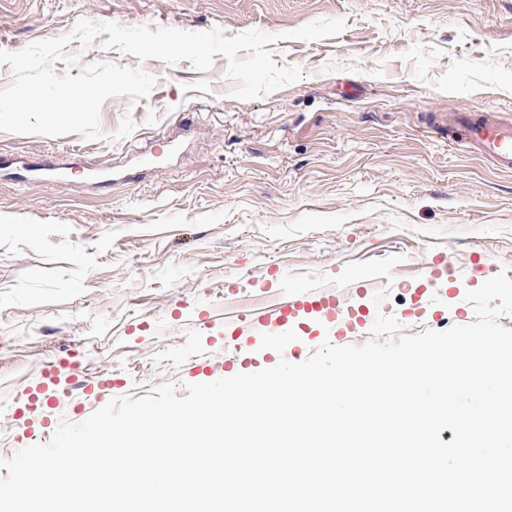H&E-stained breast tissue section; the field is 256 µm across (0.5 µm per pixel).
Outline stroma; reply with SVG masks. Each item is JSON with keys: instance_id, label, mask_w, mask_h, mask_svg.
Masks as SVG:
<instances>
[{"instance_id": "1", "label": "stroma", "mask_w": 512, "mask_h": 512, "mask_svg": "<svg viewBox=\"0 0 512 512\" xmlns=\"http://www.w3.org/2000/svg\"><path fill=\"white\" fill-rule=\"evenodd\" d=\"M125 27L257 29L278 35L277 65L302 80L252 100L232 95L227 60L145 62L72 42L81 64L142 67L146 98L108 99L102 136L0 133V457L60 421L164 383H209L323 341L361 346L378 313L401 332L472 322L466 291L512 279V172L453 142L440 118L491 111L512 120V0H0V50L68 34L78 20ZM318 19L345 30L316 41L285 32ZM189 127L181 152L135 166L147 143ZM55 152L61 179L34 165ZM446 261L433 280L425 266ZM375 267L377 295L360 294ZM333 279L365 306L343 335L315 313L288 329L236 335L242 310ZM81 356L85 389L50 387L18 411L43 369Z\"/></svg>"}]
</instances>
